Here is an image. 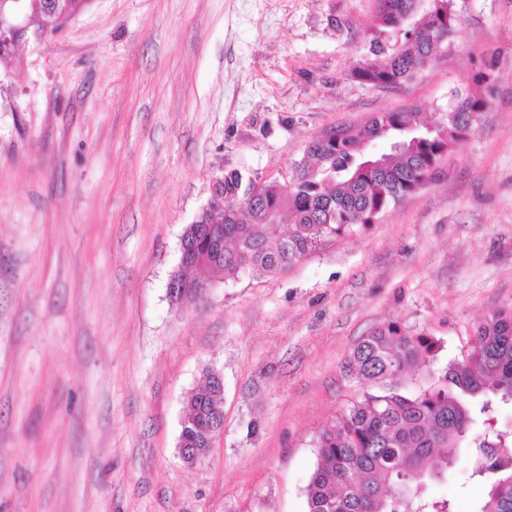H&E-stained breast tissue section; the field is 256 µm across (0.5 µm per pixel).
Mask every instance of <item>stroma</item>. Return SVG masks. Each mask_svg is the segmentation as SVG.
I'll use <instances>...</instances> for the list:
<instances>
[{"label":"stroma","mask_w":512,"mask_h":512,"mask_svg":"<svg viewBox=\"0 0 512 512\" xmlns=\"http://www.w3.org/2000/svg\"><path fill=\"white\" fill-rule=\"evenodd\" d=\"M379 0H91L0 71V512H307L314 438L363 393L358 339L397 321L459 356L512 307V0L394 89L359 84ZM497 54L480 122L436 181L287 271L173 302L214 176L286 179L380 112L420 123ZM224 376V432L189 465L183 401ZM434 495L478 512L458 465Z\"/></svg>","instance_id":"obj_1"}]
</instances>
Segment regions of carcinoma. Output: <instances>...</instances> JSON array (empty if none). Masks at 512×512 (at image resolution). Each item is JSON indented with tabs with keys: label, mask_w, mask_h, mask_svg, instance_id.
<instances>
[{
	"label": "carcinoma",
	"mask_w": 512,
	"mask_h": 512,
	"mask_svg": "<svg viewBox=\"0 0 512 512\" xmlns=\"http://www.w3.org/2000/svg\"><path fill=\"white\" fill-rule=\"evenodd\" d=\"M374 29L396 39L371 41L372 57L354 70L359 83L378 88L411 81L460 25L454 0H432L414 10L415 0H380ZM88 0H0V71L19 69L11 17L21 10L37 29L56 35L58 20H69ZM495 56L475 68L477 90L455 95L430 127L415 139L410 112H380L365 125L337 130L311 142L308 161L288 183L266 181L250 194L252 181L224 173V207L200 211L187 225L180 246L192 262L176 272L188 299L217 275L276 274L317 250L328 238L351 234L382 218L394 205L432 183L440 163L468 134L493 89ZM288 206L293 224L272 223ZM442 344L413 334L397 322L382 324L353 349L349 368L366 391L315 439L320 463L305 487L307 512H453L429 486L448 478L465 459L470 478L484 485L479 512H512V431L499 424V410L512 406V307L490 314L461 356L429 372L433 383L418 393L399 392L412 368L431 367ZM194 427L180 431L188 448L204 447L220 392L204 384L185 401Z\"/></svg>",
	"instance_id": "1"
}]
</instances>
